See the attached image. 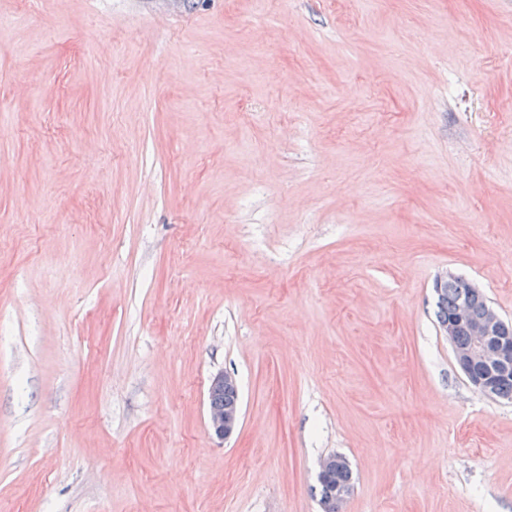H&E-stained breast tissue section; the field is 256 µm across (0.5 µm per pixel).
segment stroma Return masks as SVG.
I'll list each match as a JSON object with an SVG mask.
<instances>
[{"mask_svg":"<svg viewBox=\"0 0 512 512\" xmlns=\"http://www.w3.org/2000/svg\"><path fill=\"white\" fill-rule=\"evenodd\" d=\"M443 274L512 321V0H0V512H512ZM222 392H224V394L215 399V403L218 405L223 406L239 402L237 382L231 375L224 374V372L217 373L212 377L208 387L207 398L210 430L217 438L226 440L238 427L240 421V408L234 405L225 407L212 406L209 403L210 396L214 393ZM345 465H347L346 459H344L343 457H341L339 455L331 454L328 457L324 458L322 460V462L320 463L318 476L319 477L328 476V475L332 474L335 470L341 469ZM319 477H318V481H319V486H320V495H321L322 504L329 500L330 490L337 483H346L349 495L353 490V474H352V470L349 467V464H348V468L346 471L336 472L333 474V476L331 478H327L326 480H321ZM347 489L341 488V487H337V488L334 487L332 489L333 497L335 499H336V497L340 498V499H344V501H345L348 497Z\"/></svg>","mask_w":512,"mask_h":512,"instance_id":"35a3bbf8","label":"stroma"}]
</instances>
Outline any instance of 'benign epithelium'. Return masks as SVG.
Here are the masks:
<instances>
[{"mask_svg":"<svg viewBox=\"0 0 512 512\" xmlns=\"http://www.w3.org/2000/svg\"><path fill=\"white\" fill-rule=\"evenodd\" d=\"M440 328L454 344L457 364L469 383L480 392L494 396L498 387L512 378V322L504 320L491 306L486 305L482 315H471V296L460 299L457 308L448 314V321L439 323ZM465 334L471 343L465 347L456 345V336ZM238 391L235 379L224 373L214 375L208 394ZM240 408L208 406V422L212 433L219 439L229 438L238 427ZM347 465L343 457L331 454L320 463L318 476L324 477Z\"/></svg>","mask_w":512,"mask_h":512,"instance_id":"obj_1","label":"benign epithelium"}]
</instances>
